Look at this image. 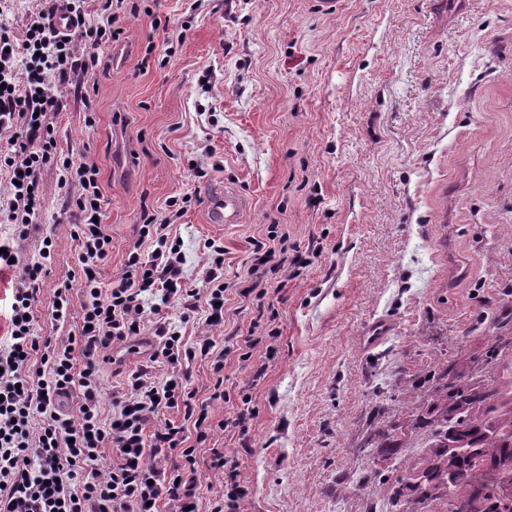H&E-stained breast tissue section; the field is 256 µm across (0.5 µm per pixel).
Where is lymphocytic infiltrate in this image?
<instances>
[{
  "label": "lymphocytic infiltrate",
  "instance_id": "obj_1",
  "mask_svg": "<svg viewBox=\"0 0 512 512\" xmlns=\"http://www.w3.org/2000/svg\"><path fill=\"white\" fill-rule=\"evenodd\" d=\"M57 2L40 0L24 39L0 26V135L10 137L0 149V169L13 182L4 208L12 232L0 238V269H18L10 339L0 345V512H241L249 488L222 449H212L207 462L222 477L220 490L206 503L199 496L198 462L187 441L207 442L212 422L206 405L187 388L185 365L209 356L215 373H223L225 356L252 348L257 339L225 337L217 355L211 337L188 345L178 322L161 316L175 303L179 322L203 307L208 325L223 324L224 246L205 240L211 266L201 287H187L185 257L168 233L198 202L187 194L169 202L165 219L143 215L124 272L102 283L111 243L100 220L98 170L58 152L51 118L59 109V82L85 61H98L99 49L119 40L118 22L133 0H100L97 24L85 19L86 0H69L67 10L76 19L69 33L53 23ZM47 165L57 169L61 187L79 189L67 211L80 288H57L52 317L67 322L77 307L82 326L78 335L55 342L37 336L32 318L51 269V244L37 259L10 262L17 241L37 226L39 172ZM135 342L152 346L151 363L128 374L111 413L102 414L101 369L114 363V349ZM156 361L169 366L165 379L153 372ZM172 411L181 413V421L169 419ZM107 451L112 462L100 466Z\"/></svg>",
  "mask_w": 512,
  "mask_h": 512
}]
</instances>
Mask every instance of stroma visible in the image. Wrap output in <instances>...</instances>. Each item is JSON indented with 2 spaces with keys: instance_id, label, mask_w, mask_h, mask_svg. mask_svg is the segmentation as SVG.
<instances>
[{
  "instance_id": "obj_1",
  "label": "stroma",
  "mask_w": 512,
  "mask_h": 512,
  "mask_svg": "<svg viewBox=\"0 0 512 512\" xmlns=\"http://www.w3.org/2000/svg\"><path fill=\"white\" fill-rule=\"evenodd\" d=\"M96 67L60 87L59 151L95 163L112 239L101 280L124 271L143 211L224 184L251 205L239 223H207L206 205L171 224L183 276L201 284L205 240L224 245L223 325L198 315L187 342L274 329L248 360L228 356L212 399L210 359L189 364V387L209 400V447L239 457L244 512H365L380 494L373 459L421 444L404 408L422 402L417 368L463 354L481 366L490 343L512 338V0H137ZM208 87H201L202 75ZM50 274L36 333L77 332L51 317L56 288L78 285L64 216L77 188L40 173ZM306 267L270 262L264 308L240 290L270 228ZM392 323L372 350L362 336ZM274 356H267V349ZM396 390L379 408L372 391ZM247 433L233 421L243 398Z\"/></svg>"
}]
</instances>
